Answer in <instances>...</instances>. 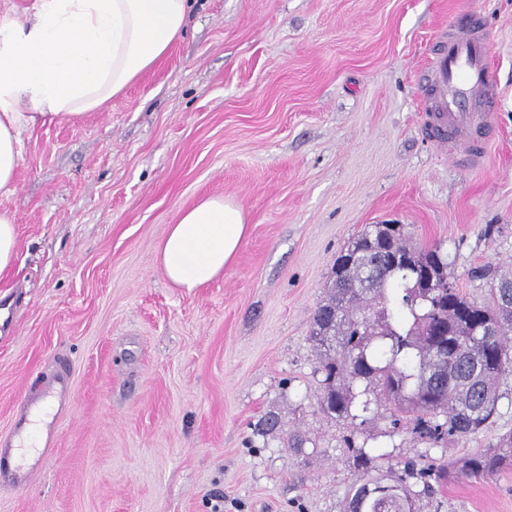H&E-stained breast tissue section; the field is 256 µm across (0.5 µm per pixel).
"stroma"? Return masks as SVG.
<instances>
[{
	"mask_svg": "<svg viewBox=\"0 0 512 512\" xmlns=\"http://www.w3.org/2000/svg\"><path fill=\"white\" fill-rule=\"evenodd\" d=\"M493 33L497 125L476 166L424 132L421 77L467 9ZM223 197L249 231L223 276L173 286L157 245ZM17 257L0 274V437L19 404L68 380L42 465L0 512H344L357 448L403 467L494 448L495 423L437 445L321 412L313 313L337 256L370 224L438 245L460 292L512 270V0H193L184 35L100 111L22 134L0 193ZM280 431L257 435L266 415ZM306 439L287 444L290 434ZM416 512H512V465L424 494Z\"/></svg>",
	"mask_w": 512,
	"mask_h": 512,
	"instance_id": "obj_1",
	"label": "stroma"
}]
</instances>
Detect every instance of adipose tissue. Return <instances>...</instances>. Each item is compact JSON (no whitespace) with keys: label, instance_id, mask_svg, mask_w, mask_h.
<instances>
[{"label":"adipose tissue","instance_id":"obj_1","mask_svg":"<svg viewBox=\"0 0 512 512\" xmlns=\"http://www.w3.org/2000/svg\"><path fill=\"white\" fill-rule=\"evenodd\" d=\"M190 11V0H33L22 16L0 15V190L16 182L24 130L122 95L167 55ZM247 234L241 207L204 198L168 226L161 268L177 287H203Z\"/></svg>","mask_w":512,"mask_h":512}]
</instances>
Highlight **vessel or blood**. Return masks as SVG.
I'll list each match as a JSON object with an SVG mask.
<instances>
[{
    "instance_id": "vessel-or-blood-1",
    "label": "vessel or blood",
    "mask_w": 512,
    "mask_h": 512,
    "mask_svg": "<svg viewBox=\"0 0 512 512\" xmlns=\"http://www.w3.org/2000/svg\"><path fill=\"white\" fill-rule=\"evenodd\" d=\"M491 32L473 14L453 23L442 36L424 73L423 110L429 138L459 160L478 164L493 131L497 84L489 57ZM34 470L0 461V485H29Z\"/></svg>"
}]
</instances>
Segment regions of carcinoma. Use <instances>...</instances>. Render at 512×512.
I'll return each instance as SVG.
<instances>
[{"instance_id":"1","label":"carcinoma","mask_w":512,"mask_h":512,"mask_svg":"<svg viewBox=\"0 0 512 512\" xmlns=\"http://www.w3.org/2000/svg\"><path fill=\"white\" fill-rule=\"evenodd\" d=\"M366 241L375 255L348 264ZM310 340L326 417L364 423L370 405L383 402L395 432L436 443L467 438L494 424L501 380L512 374V274L498 279L489 303L470 301L440 246L416 243L404 224H370L336 258ZM374 462L359 449L346 512H415L406 478L428 493L433 481L492 475L512 465V435L440 472L408 464L374 475Z\"/></svg>"}]
</instances>
